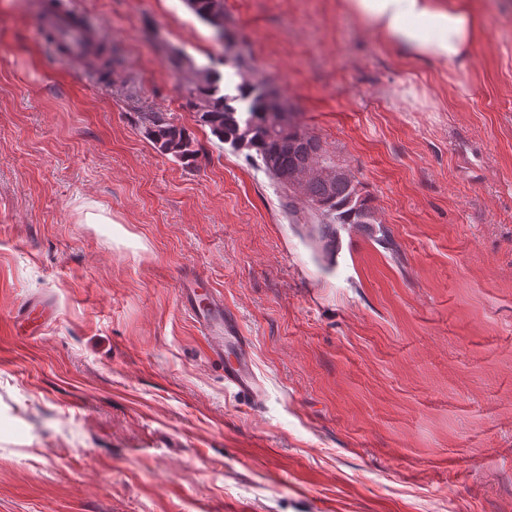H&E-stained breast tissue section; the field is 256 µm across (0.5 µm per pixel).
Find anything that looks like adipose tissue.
<instances>
[{
	"label": "adipose tissue",
	"instance_id": "adipose-tissue-1",
	"mask_svg": "<svg viewBox=\"0 0 512 512\" xmlns=\"http://www.w3.org/2000/svg\"><path fill=\"white\" fill-rule=\"evenodd\" d=\"M386 48L416 61L464 66L482 31L471 0H340Z\"/></svg>",
	"mask_w": 512,
	"mask_h": 512
}]
</instances>
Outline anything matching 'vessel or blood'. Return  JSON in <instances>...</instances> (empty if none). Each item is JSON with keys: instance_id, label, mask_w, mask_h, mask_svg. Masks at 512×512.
I'll return each instance as SVG.
<instances>
[{"instance_id": "b4317fda", "label": "vessel or blood", "mask_w": 512, "mask_h": 512, "mask_svg": "<svg viewBox=\"0 0 512 512\" xmlns=\"http://www.w3.org/2000/svg\"><path fill=\"white\" fill-rule=\"evenodd\" d=\"M43 25L55 31L65 55L71 58L85 56L90 42L97 38L77 13L64 7L46 13ZM182 293L209 341L210 351L224 362L225 383L253 397H261L263 385L254 370L250 341L240 331L236 319L225 312L223 302L213 294L199 292L195 282H185Z\"/></svg>"}]
</instances>
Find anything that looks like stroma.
I'll list each match as a JSON object with an SVG mask.
<instances>
[{
	"label": "stroma",
	"mask_w": 512,
	"mask_h": 512,
	"mask_svg": "<svg viewBox=\"0 0 512 512\" xmlns=\"http://www.w3.org/2000/svg\"><path fill=\"white\" fill-rule=\"evenodd\" d=\"M114 62L60 60L0 0V512H512V0L465 67L385 49L336 0H224L225 27L376 224L327 256L186 105L226 55L183 0H72ZM191 133L194 167L140 115ZM104 209L110 221L89 224ZM202 280L250 339L225 384ZM52 309L37 328L23 303ZM140 130L161 153L179 158L187 167L195 164L198 150L193 137L186 129L174 125L162 113H141ZM182 293L203 336L209 341L210 351L224 365V382L255 399L260 398L264 389L254 370L250 341L239 330L236 319L224 313V303L213 294L200 293L195 282H185ZM228 349L234 351V361L225 358Z\"/></svg>",
	"instance_id": "obj_1"
}]
</instances>
